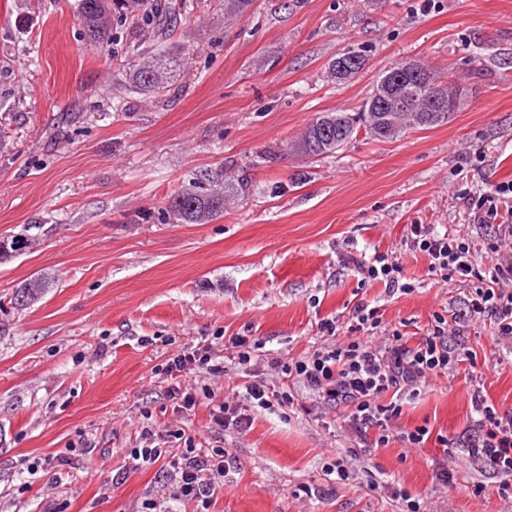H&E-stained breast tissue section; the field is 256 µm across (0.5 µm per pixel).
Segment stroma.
Returning a JSON list of instances; mask_svg holds the SVG:
<instances>
[{"label": "stroma", "instance_id": "1", "mask_svg": "<svg viewBox=\"0 0 512 512\" xmlns=\"http://www.w3.org/2000/svg\"><path fill=\"white\" fill-rule=\"evenodd\" d=\"M189 2L171 41L190 53L158 101L129 82L133 21L100 50L81 34L78 0H0V240L36 241L0 261V512H142L148 499L193 512L165 478L177 443L131 468L146 425L228 451L211 512H403L379 475L424 512H512L494 469L460 451L475 393L512 411V340L470 316L468 285L431 274L408 239L430 224L481 244L488 228L465 194L512 180V0H254L232 19L224 0ZM346 48L365 66L331 82ZM407 59L468 89L453 122L386 142L361 131L322 158L292 152L312 120L358 111L379 73ZM228 176L238 185L221 217L172 220L170 195ZM377 251L394 254L413 292L358 284L349 256ZM35 273L51 277L45 294L16 306ZM361 302L415 340L448 312L451 343L475 353L398 420L430 423L448 447L394 440L365 453L300 384L290 415L261 413L243 433L213 422L212 402L244 382L225 359L231 337L260 343L256 371L276 387L271 358L343 341ZM326 317L335 336L317 327ZM197 345L226 371L182 376L210 393L184 416L163 368ZM335 463L349 480L330 474ZM341 56H345L350 60V69H348L347 75L345 77L338 76L336 72L335 60L336 58ZM336 58L329 63L327 70V78L330 79L331 81H335L336 83H344V81L352 78L355 74L360 73L365 63L364 57L354 49L350 48L343 50V52L339 53Z\"/></svg>", "mask_w": 512, "mask_h": 512}]
</instances>
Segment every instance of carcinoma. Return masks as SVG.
<instances>
[{
	"mask_svg": "<svg viewBox=\"0 0 512 512\" xmlns=\"http://www.w3.org/2000/svg\"><path fill=\"white\" fill-rule=\"evenodd\" d=\"M181 12L162 0H79L78 20L84 38L92 45L112 43L114 19L136 18L142 21V38L132 45L139 61L130 73L133 87L144 94L159 97L174 81L183 65L182 53L168 48L158 49L152 43L165 41L173 31ZM341 55L350 60V69L344 77L338 76L335 62H330L327 78L342 83L361 72L365 59L357 51L346 49ZM396 84L401 91V105L391 109L378 104L377 94L384 83ZM464 88L457 83H444L423 62L409 60L382 72L361 106V110L326 112L309 123L292 150L305 157H319L334 153L364 129L371 137L392 141L412 129H430L449 123L456 111L440 109L434 98H460ZM234 185L205 192L186 189L173 194L168 201V212L180 224H207L224 214ZM50 280L43 274L27 278L13 296L14 304L23 307L38 300L49 287Z\"/></svg>",
	"mask_w": 512,
	"mask_h": 512,
	"instance_id": "carcinoma-1",
	"label": "carcinoma"
}]
</instances>
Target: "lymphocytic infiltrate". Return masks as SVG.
I'll return each mask as SVG.
<instances>
[{
	"instance_id": "1",
	"label": "lymphocytic infiltrate",
	"mask_w": 512,
	"mask_h": 512,
	"mask_svg": "<svg viewBox=\"0 0 512 512\" xmlns=\"http://www.w3.org/2000/svg\"><path fill=\"white\" fill-rule=\"evenodd\" d=\"M512 202V181L493 184L471 194L469 205L479 223L491 225L494 233L482 247L446 232L439 234L429 226L410 227L413 246L429 261L428 270L443 282L471 283L467 308L471 315L486 317L495 336L512 339V258L500 256L503 241H512V224L500 219L502 205ZM362 281H381L386 287L407 294L410 283L400 282L401 267L393 256L374 253L370 260L356 263ZM382 328L379 307L361 303L353 310L346 340L327 345L287 361L274 359L284 379L307 385L335 402L338 417L350 433L363 437L374 432L375 447H386L399 440L406 447L421 448L436 439L447 445L444 435H433L429 425L393 431L392 422L401 416L406 399L420 395L433 377L447 374L472 354L448 341V319L433 313L424 336L409 344L400 331H393L386 342H378ZM220 375L223 363L215 361L209 350L198 348L173 354L166 364L171 383L167 393L177 413L195 410L194 392L182 388L179 377L184 371ZM291 389L276 391L263 381L245 382L242 393L224 400L212 414L216 424L244 431L251 427L258 411L294 407ZM477 434L466 448L468 457L488 462L499 476L495 485L498 498L512 500V413L500 410L484 397L474 399ZM185 448L172 464L175 499L193 501L195 512H210L216 491L215 480L229 467V454L222 448H200L193 439H185Z\"/></svg>"
}]
</instances>
